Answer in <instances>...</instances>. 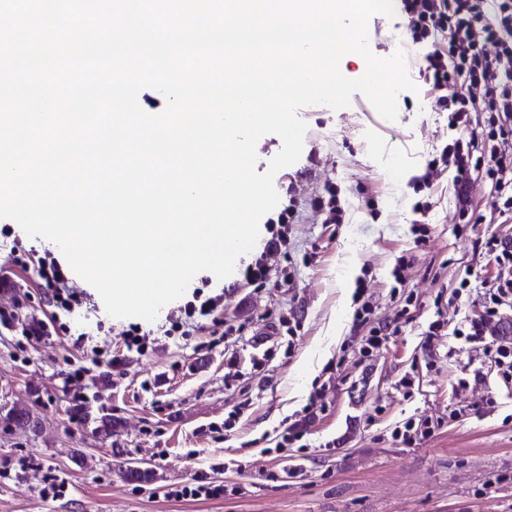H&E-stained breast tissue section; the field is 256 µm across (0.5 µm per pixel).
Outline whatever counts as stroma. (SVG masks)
Wrapping results in <instances>:
<instances>
[{
	"label": "stroma",
	"instance_id": "obj_1",
	"mask_svg": "<svg viewBox=\"0 0 512 512\" xmlns=\"http://www.w3.org/2000/svg\"><path fill=\"white\" fill-rule=\"evenodd\" d=\"M368 35L377 57L403 50L419 81L426 50L408 42L401 17L373 16ZM397 106L393 121L358 93L341 110H299L308 125L302 154L274 178L281 201L297 209L288 228L291 281L227 289L203 271L191 282L223 292L220 318L242 329L235 357L209 322L126 354L123 320L102 308L61 314L38 342L25 339L21 324L0 327V409L29 410L38 422L28 433L0 427V512H512V383L452 334L483 312L482 299L457 301L454 290L471 274L496 281L501 267L485 242L512 243V218L493 208L480 179L472 205L485 219L459 223L449 169L415 190L448 140V116L423 90L401 92ZM330 184L344 221L329 226L310 201ZM418 201L431 204L425 217L413 211ZM419 219L429 228L422 247L413 233ZM402 257L411 264L399 284L392 270ZM360 279L372 304L364 318L353 297ZM439 312L450 333L430 351L424 331ZM283 318L296 323V336ZM385 323L393 329L385 347L361 357L359 341ZM82 332L121 364L70 382ZM407 374L409 389L399 385ZM317 390L323 407L306 415ZM241 402L243 414L225 429ZM101 415L111 416V434L97 431ZM410 418L433 429L407 444L393 431ZM298 420L303 437L279 449L283 429ZM136 470L144 479L133 478ZM52 478L66 492L43 498ZM200 480L223 482V497L158 494Z\"/></svg>",
	"mask_w": 512,
	"mask_h": 512
}]
</instances>
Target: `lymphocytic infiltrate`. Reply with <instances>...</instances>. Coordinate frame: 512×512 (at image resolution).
I'll return each mask as SVG.
<instances>
[{
	"label": "lymphocytic infiltrate",
	"mask_w": 512,
	"mask_h": 512,
	"mask_svg": "<svg viewBox=\"0 0 512 512\" xmlns=\"http://www.w3.org/2000/svg\"><path fill=\"white\" fill-rule=\"evenodd\" d=\"M401 13L408 41L427 50L420 77L438 111L447 113L449 130L456 133L452 143L428 160L415 183L430 186L439 172L454 169L459 216L482 223L470 200L474 173L484 174L495 201L503 208L512 207V0H401ZM475 112L484 113V122L473 123ZM488 142L497 143V150L484 152ZM294 221V208L285 206L277 216V230L265 239L259 255L239 268L238 283L262 287L271 282L270 260L287 255L286 228ZM13 264V269L0 271L1 290L17 288L18 269L32 274L47 290L50 315L31 318L23 330L27 337L43 338L49 325L81 304L82 298L69 286L55 257L30 250L15 257ZM483 298L485 313L469 322L465 339L481 346L498 373L512 381V344L489 336L501 310L512 309V274L485 289ZM223 299L220 293L208 297L194 293L192 301L169 316V333L190 335L199 321L214 316Z\"/></svg>",
	"instance_id": "f902f5d3"
}]
</instances>
